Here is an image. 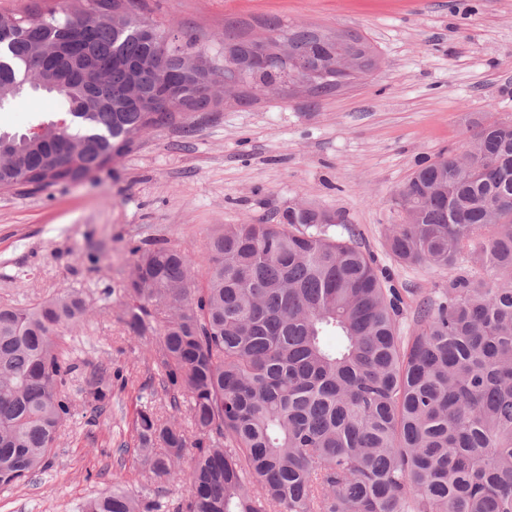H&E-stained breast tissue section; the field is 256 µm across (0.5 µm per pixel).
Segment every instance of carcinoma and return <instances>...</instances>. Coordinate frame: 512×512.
I'll return each instance as SVG.
<instances>
[{
	"label": "carcinoma",
	"instance_id": "1",
	"mask_svg": "<svg viewBox=\"0 0 512 512\" xmlns=\"http://www.w3.org/2000/svg\"><path fill=\"white\" fill-rule=\"evenodd\" d=\"M62 17L49 4L0 12V107L30 92L60 111L40 134L0 133V188L28 171L38 187L78 180L122 155L145 129L206 108L180 59L152 61L158 26L125 0H85ZM323 62L356 50L349 72L314 69L311 95L330 94L372 67L359 34L282 31ZM44 59V84L26 83ZM106 73L108 79L100 80ZM160 83L175 111L127 102L131 80ZM260 89L294 80L276 63L243 75ZM67 120L66 130L57 126ZM476 122V154L418 168L398 192L419 224H396L395 261L453 272L400 333L397 292L352 238L295 207L274 224H224L206 243L208 265L167 242L135 246L138 280L124 288L125 323L157 333L161 384L191 429L137 410L138 453L155 478L187 487L180 500L114 489L82 512H512V134ZM81 291L31 306H0V488L45 471L72 417L79 366L64 333L86 323ZM95 417L112 394V365L87 381Z\"/></svg>",
	"mask_w": 512,
	"mask_h": 512
}]
</instances>
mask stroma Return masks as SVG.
<instances>
[{
    "mask_svg": "<svg viewBox=\"0 0 512 512\" xmlns=\"http://www.w3.org/2000/svg\"><path fill=\"white\" fill-rule=\"evenodd\" d=\"M141 8L209 58L227 36L260 40L276 21L359 33L378 66L317 100L284 85L244 100L219 81L207 108L143 131L91 178L0 191V304L33 305L75 288L90 309L84 328L65 337L80 369L52 467L0 490V512H80L115 485L134 495L186 493L151 478L136 452L141 401L182 427L188 416L169 407L155 338L124 322L132 246L175 244L200 267L216 225L274 222L297 203L337 212V234L354 233L389 273L405 333L448 272L392 259L386 236L404 221L395 193L419 167L463 152L472 119L512 121V0H141ZM57 107L51 95L23 98L0 110V132H26ZM103 363L117 379L109 410L91 425L84 378Z\"/></svg>",
    "mask_w": 512,
    "mask_h": 512,
    "instance_id": "1",
    "label": "stroma"
}]
</instances>
